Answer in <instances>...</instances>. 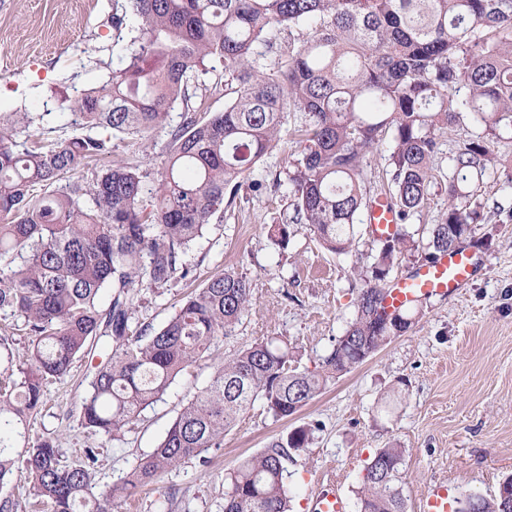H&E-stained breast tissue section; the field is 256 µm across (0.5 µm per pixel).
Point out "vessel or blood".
Wrapping results in <instances>:
<instances>
[{"label":"vessel or blood","instance_id":"1","mask_svg":"<svg viewBox=\"0 0 512 512\" xmlns=\"http://www.w3.org/2000/svg\"><path fill=\"white\" fill-rule=\"evenodd\" d=\"M367 222L374 236L393 232L397 222L394 209L385 199H377L367 209ZM481 258L474 250L439 256L415 274L400 279L388 292L386 305L394 309L413 300L436 294H458L465 288ZM312 512H347V501L339 488L330 482H320L310 493ZM419 512H448V488L441 483L430 484L422 495Z\"/></svg>","mask_w":512,"mask_h":512}]
</instances>
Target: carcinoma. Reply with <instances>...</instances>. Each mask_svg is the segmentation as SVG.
Listing matches in <instances>:
<instances>
[{
    "instance_id": "cac0c4a2",
    "label": "carcinoma",
    "mask_w": 512,
    "mask_h": 512,
    "mask_svg": "<svg viewBox=\"0 0 512 512\" xmlns=\"http://www.w3.org/2000/svg\"><path fill=\"white\" fill-rule=\"evenodd\" d=\"M112 27L130 31L127 54L69 106L74 133L50 136L30 112H0V312L21 322L30 344L17 355L0 337V489L14 474L52 512H120L138 489L222 447L256 401L275 420L299 412L327 381L364 363L407 332L417 305L391 314L382 286L397 256L433 261L476 232L491 143L512 132V0H126ZM296 38L275 46L272 30ZM259 44L277 51L268 69ZM224 64V111L195 107L213 59ZM466 90L460 101L451 93ZM181 109L172 126L169 114ZM470 115L483 128L451 158L448 209L427 241L407 221L428 199L438 136ZM301 149L289 174L293 215L268 235L288 249L293 225L328 251L345 253L367 205L366 153L391 137L388 200L400 218L379 242L347 326L319 368L298 366L288 343L262 337L225 361L122 482L96 489L93 448L67 461L50 439L26 442L47 382L67 376L88 342L108 351L90 381L81 424L115 436L162 398L176 378L211 355L252 306L248 277L214 273L158 328L134 327L138 295L193 275L191 244L224 205L254 188L256 164L287 119ZM163 132L162 167L144 204L148 175L114 161L81 180L66 174L112 155V136L145 142ZM302 426L224 476V512H290L285 461L308 447ZM401 448L364 467L360 512H405ZM454 512H512V498L477 493Z\"/></svg>"
}]
</instances>
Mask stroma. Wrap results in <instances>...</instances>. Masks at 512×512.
<instances>
[{
  "label": "stroma",
  "instance_id": "1",
  "mask_svg": "<svg viewBox=\"0 0 512 512\" xmlns=\"http://www.w3.org/2000/svg\"><path fill=\"white\" fill-rule=\"evenodd\" d=\"M114 5L0 0V112H31L40 116L41 127L65 126L70 101L97 86L125 53L128 36L112 27ZM481 131L468 118L441 135L429 200L411 218L412 228L439 222L448 206L450 158ZM492 153L483 197L512 210V134H503ZM299 154L289 135H282L251 175L258 189L225 204L192 244L195 278L141 293L135 319L157 327L207 276L227 268L246 274L253 306L231 335L216 341L211 358L180 375L118 439L92 434L79 422L95 362L78 358L66 377L46 385L41 410L30 422V441L52 439L69 459L97 449L95 482L103 488L120 483L217 367L256 338L287 340L301 366L318 367L355 316L363 286L359 273L376 244L362 212L350 252L326 250L302 224L295 225L287 251L272 244L268 225L292 213L288 172ZM112 157L152 174L161 166L159 148L138 139L114 137ZM477 236L474 249L483 262L459 295L424 299L407 333L329 382L288 419L273 420L255 403L225 434L210 465L194 460L169 471L129 497L122 512H223L225 473L302 425L314 431L309 447L286 463L293 512H309V491L323 477L336 479L351 512H358L364 467L381 448L405 451L399 484L406 512H417L433 482L446 484L452 499L464 492L492 497L512 475V221L491 217Z\"/></svg>",
  "mask_w": 512,
  "mask_h": 512
}]
</instances>
